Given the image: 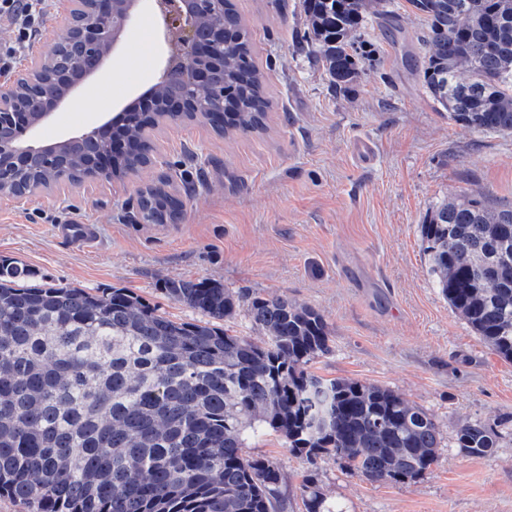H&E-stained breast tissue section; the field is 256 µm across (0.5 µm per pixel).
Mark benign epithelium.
<instances>
[{
    "instance_id": "1",
    "label": "benign epithelium",
    "mask_w": 512,
    "mask_h": 512,
    "mask_svg": "<svg viewBox=\"0 0 512 512\" xmlns=\"http://www.w3.org/2000/svg\"><path fill=\"white\" fill-rule=\"evenodd\" d=\"M216 2L218 0H153L154 7L165 25L164 38L168 40L172 36L176 37L175 50L167 56L156 82L146 92L125 104L115 116L58 142L43 143L33 137L36 128L48 121L58 109L75 102L85 82L101 72L105 62L117 49L119 36L134 23L139 0H94V20L91 24L78 31L74 30L68 21L53 28L51 36L26 71L10 85L0 88V112H13V120L23 129L20 137L0 141V173L6 169L25 167L31 157L38 153H56L69 144L89 138L111 137L112 126L119 122L125 113L155 111L157 92L175 76L193 88L212 87L213 74L201 60L213 52L214 35L203 32L201 22L207 5ZM72 42L79 44L81 65L68 77L65 86L53 96L51 104L45 105L41 111L31 115L29 110L13 109L10 103L4 101V94L15 96L33 70L51 63L53 57ZM189 111L191 106L188 101L175 97L166 105L167 121L179 123ZM88 176L93 179L112 178V154L108 153L95 159Z\"/></svg>"
}]
</instances>
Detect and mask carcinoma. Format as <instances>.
I'll use <instances>...</instances> for the list:
<instances>
[{
    "label": "carcinoma",
    "instance_id": "carcinoma-1",
    "mask_svg": "<svg viewBox=\"0 0 512 512\" xmlns=\"http://www.w3.org/2000/svg\"><path fill=\"white\" fill-rule=\"evenodd\" d=\"M304 42L338 92L358 80L365 19L389 24L387 0H303ZM427 24L419 81L448 119L471 131L512 134V0H410ZM206 65L224 90V128L260 133L269 101L250 31L233 0ZM156 112H130L112 138L127 143L112 176L151 162ZM107 142L76 145L62 163L35 160L4 175L14 194L84 172ZM160 181L139 191L137 219L171 224L184 206ZM433 286L476 336L512 361V207L455 197L420 225ZM0 259V496L30 512H275L282 473L247 456L267 431L311 464L333 458L372 483H405L438 458V428L422 408L377 384L325 378L308 364L331 350L313 307L243 297L208 278H170V300L205 316L174 320L126 288L35 282ZM246 307L259 346L220 323ZM456 447L487 455L494 431L466 422ZM306 512H327L313 475Z\"/></svg>",
    "mask_w": 512,
    "mask_h": 512
}]
</instances>
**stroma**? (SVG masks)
Returning <instances> with one entry per match:
<instances>
[{"label":"stroma","instance_id":"stroma-1","mask_svg":"<svg viewBox=\"0 0 512 512\" xmlns=\"http://www.w3.org/2000/svg\"><path fill=\"white\" fill-rule=\"evenodd\" d=\"M266 78L267 128L220 135L200 122L161 124L151 166L122 180L88 181L24 199L0 195V258L59 287L127 288L173 318L198 312L169 300L164 279L210 278L246 296L313 307L330 353L326 378L388 387L430 413L438 461L410 483H371L325 458L309 468L273 433L249 440L283 482L277 512H306L301 483L314 471L339 512H512V362L483 344L434 288L420 226L453 196L512 206V134L477 133L448 118L405 64L426 29L408 0H389L397 27L370 18L372 63L343 95L300 51L303 0H236ZM147 0L86 96L37 137L52 142L116 114L153 85L168 47ZM166 176L188 198L177 223L135 219L144 185ZM90 224L87 248L55 233ZM465 420L491 427L497 447L471 456L455 445Z\"/></svg>","mask_w":512,"mask_h":512}]
</instances>
